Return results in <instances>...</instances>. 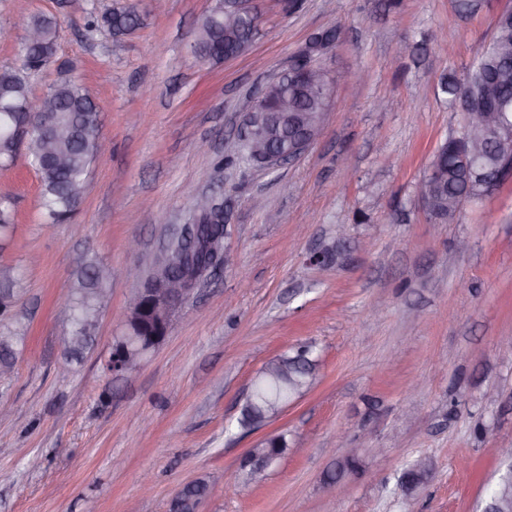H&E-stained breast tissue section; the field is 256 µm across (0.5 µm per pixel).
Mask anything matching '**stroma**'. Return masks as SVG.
Listing matches in <instances>:
<instances>
[{"label":"stroma","instance_id":"1","mask_svg":"<svg viewBox=\"0 0 512 512\" xmlns=\"http://www.w3.org/2000/svg\"><path fill=\"white\" fill-rule=\"evenodd\" d=\"M252 0L261 23L231 60L192 45L212 0H0V69L16 66L23 27L58 23L59 75L88 91L111 152L84 198L45 223L24 158L0 167L14 227L0 264L18 270L14 303L28 347L0 377V512H168L187 483L237 469L249 448L284 432L290 445L261 479L218 485L199 512H482L512 448V183L482 206L432 222L416 193L436 149L459 127L442 85L463 78L512 0ZM136 6L130 32L89 14ZM337 29L317 63L340 76L323 129L296 160L247 163L238 134L257 90L317 35ZM209 141L200 153L196 142ZM224 202L231 267L172 318L165 340L127 377L106 360L136 283L196 194ZM346 229L330 264L310 252ZM141 248L130 251V240ZM469 242L459 251L458 240ZM112 268L111 299L83 358L67 362L60 303L83 256ZM249 288H240L237 269ZM319 383L255 431L241 407L270 358L304 342ZM358 465L345 494L325 481L339 453ZM426 457L411 498L397 478Z\"/></svg>","mask_w":512,"mask_h":512}]
</instances>
